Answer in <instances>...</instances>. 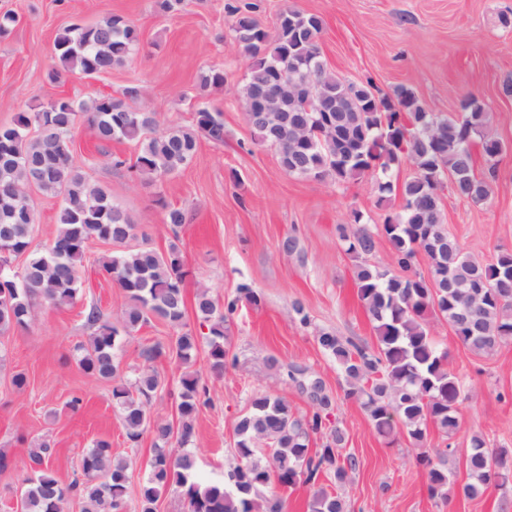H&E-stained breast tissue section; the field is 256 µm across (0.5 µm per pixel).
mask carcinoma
<instances>
[{
    "mask_svg": "<svg viewBox=\"0 0 512 512\" xmlns=\"http://www.w3.org/2000/svg\"><path fill=\"white\" fill-rule=\"evenodd\" d=\"M234 18V39L249 60V74L241 90L243 106L255 141L273 148L280 166L290 175L317 179L324 176L338 184L365 175L376 177L379 200L393 193L402 198L401 212L389 215L381 232L391 245L392 266L369 262L377 249V235L353 214L352 223L339 228L344 251L356 261L355 284L359 300L375 324L378 346L358 344L329 332L316 336L320 348L344 374L345 397L357 401L376 432L385 437L403 433L419 446L417 462L428 470V495L446 501L451 491L452 467L459 449L425 448L428 424L446 437L459 427L462 384L448 367V352L432 335L431 320H444L455 328L456 338L474 352L493 354L512 343V252L483 263L466 254L448 233L436 193L438 179L455 172V196L467 200L477 194L480 202L490 196V176L474 175V146L485 158L502 155L499 139L487 129L491 113L475 96L460 104L463 117L428 111L404 87L393 95L382 93L371 81H345L322 60L319 17L296 9L283 11L275 34H270L251 14L250 7L229 4ZM140 34L126 17L113 14L86 25L66 28L55 43L58 66L54 75L79 73L86 77L108 73L124 64L136 49ZM307 59L314 68L317 86L313 96L288 92L270 104L260 92L281 84L294 86L300 73L285 57ZM224 86V69L212 67L201 77L200 93ZM140 97L136 86L119 96L100 95L77 103L60 97L15 113L0 125V236L11 240L12 256L0 255V331L25 328L42 300L67 307L80 299L79 270L95 240L124 244L135 236L136 225L114 206L107 191L88 181L71 163V147L78 118L83 117L96 139L133 141V164L114 155L112 167L127 168L138 180L153 182L177 173L195 154L200 138L224 142V122L206 108L195 112L188 127L159 130L156 112L133 109ZM309 123L311 140L301 139L296 120ZM408 158L418 174L400 185L388 176L392 167ZM44 170L37 189L62 197L57 230L45 251L31 253L26 265L10 269L11 257L30 253L34 211L22 200L31 172ZM188 221L187 212L165 208L163 223L173 234ZM445 240L448 251L436 247ZM427 257L428 274L451 272L455 288L438 299L426 277L414 268L416 251ZM102 269L128 296L130 305L119 319L109 321L95 305L85 321L94 328L89 347L78 358L86 374L112 383V401L119 409L127 440L136 444L144 432L153 436L147 479L140 485V512H156L161 494L173 486L187 512H283L279 491L305 485L312 489L308 512H345V502L326 491L323 483H344L355 470L356 459L342 454L345 434L329 426L331 402L323 393L313 396L315 409L297 416L288 401L263 395L235 426V465L222 480H203L194 454L186 445L195 435L201 405L209 401V388L194 369L200 347L198 336L187 329L183 282L188 276L178 246L165 252L147 246L128 248L102 262ZM237 309V300H215L204 289L196 296L194 311L207 326L206 357L209 371L219 378L236 365L229 357L224 325ZM178 329L168 345L156 343L139 352L142 365L132 380L121 377L114 358L118 339L151 320ZM175 358L182 368L178 380V428L152 420L150 412L163 391L154 363L162 356ZM325 433V442L311 448L310 437ZM52 449L46 443L30 449L21 494L26 512H64L77 499L82 512H123L130 483V465L112 456L111 444L98 441L81 459V478L66 484L51 467ZM463 461L469 481L458 493L477 499L491 489L512 483V451L490 448L480 434L471 436Z\"/></svg>",
    "mask_w": 512,
    "mask_h": 512,
    "instance_id": "cac0c4a2",
    "label": "carcinoma"
}]
</instances>
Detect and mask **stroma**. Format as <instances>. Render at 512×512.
I'll use <instances>...</instances> for the list:
<instances>
[{
	"label": "stroma",
	"mask_w": 512,
	"mask_h": 512,
	"mask_svg": "<svg viewBox=\"0 0 512 512\" xmlns=\"http://www.w3.org/2000/svg\"><path fill=\"white\" fill-rule=\"evenodd\" d=\"M251 5L254 16L275 31L279 14L295 8L323 21L320 51L328 69L347 80L372 81L383 92L403 86L429 111L457 113L461 99L480 97L491 114V132L506 146L491 180L487 202L473 204L442 193L444 222L465 252L494 261L512 252V29H503L501 12L512 0H181L176 12L163 14L155 0H0V12L16 14L12 33L0 38V124L16 112L47 99L66 96L80 102L102 94L120 95L139 86L136 106L160 115L161 129L192 125L198 103L219 112L224 141L200 139L192 159L177 173L145 183L109 157H134L135 143L100 144L80 125L72 163L90 182L106 187L115 205L136 224L134 245L166 251L178 243L189 271L183 285L186 302L199 289L216 299L237 297L249 285L257 302L239 303L228 324L226 345L237 357L220 378H208L212 403L200 409L189 444L201 474L222 478L233 465L235 425L251 399L271 394L288 400L294 413H309L313 401L293 381L291 369L320 379L332 403V423L345 432V451L357 460L340 493L348 512H512V491L490 490L476 500L457 492L448 501L431 499L427 473L418 466L409 438L387 443L373 430L358 403L345 399L344 375L318 345V331L359 344L376 342L374 324L357 295L354 260L338 239V225L362 211L372 225L400 212L394 195L379 200L370 178L346 184L297 177L285 172L276 152L254 143L243 112L240 91L248 61L232 37L227 4ZM120 14L140 30V43L128 62L97 76L64 75L50 83L56 66L55 39L75 24L90 25ZM224 69V84L198 100L196 88L209 68ZM35 224L33 251H42L54 235L61 200L32 191ZM189 215L179 233L163 222L164 205ZM296 237L301 251L286 254L284 237ZM118 248L91 242L79 272L81 300L58 309L41 304L29 328L0 334V449L16 460L0 472V512H19L23 462L29 449L48 443L53 468L70 481L82 454L97 441H108L113 455L131 465L125 512H139L138 487L146 479L152 436L130 443L112 403L111 383L85 374L75 360L76 348L93 330L83 311L97 305L105 318L116 319L128 306L127 295L101 269ZM311 318L301 326L295 306ZM432 332L448 350L451 369L463 384L460 429L453 439L428 428L426 445L465 447L471 435H484L492 448L512 449V346L491 355L463 346L447 323L435 320ZM176 328L154 320L122 337L115 350L125 377L140 365L142 347L168 341ZM27 383L16 388L13 377ZM81 397L71 411L68 402Z\"/></svg>",
	"instance_id": "stroma-1"
}]
</instances>
